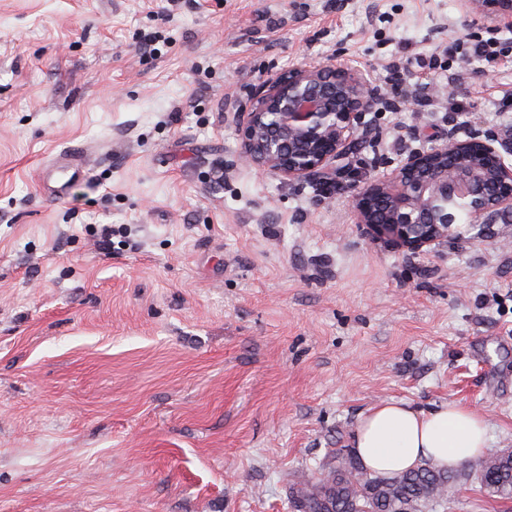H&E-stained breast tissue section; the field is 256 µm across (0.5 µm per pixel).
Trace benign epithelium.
Listing matches in <instances>:
<instances>
[{"label": "benign epithelium", "instance_id": "obj_1", "mask_svg": "<svg viewBox=\"0 0 512 512\" xmlns=\"http://www.w3.org/2000/svg\"><path fill=\"white\" fill-rule=\"evenodd\" d=\"M465 11L493 26L512 27V0H462ZM251 106L227 112L239 152L226 167H257L288 182L351 177L339 162L367 132L364 113L379 100L363 73L302 65L249 87ZM465 140L452 136L413 151L391 172L354 179L347 197L355 223L374 241L420 254L455 233L456 206L471 224L512 218V137L471 123Z\"/></svg>", "mask_w": 512, "mask_h": 512}]
</instances>
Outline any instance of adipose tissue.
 Instances as JSON below:
<instances>
[{
    "mask_svg": "<svg viewBox=\"0 0 512 512\" xmlns=\"http://www.w3.org/2000/svg\"><path fill=\"white\" fill-rule=\"evenodd\" d=\"M354 448L366 469L382 475L426 460L451 470L487 454L488 424L479 411L461 404L418 410L404 402H383L361 420Z\"/></svg>",
    "mask_w": 512,
    "mask_h": 512,
    "instance_id": "obj_1",
    "label": "adipose tissue"
}]
</instances>
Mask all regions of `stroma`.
<instances>
[{
    "mask_svg": "<svg viewBox=\"0 0 512 512\" xmlns=\"http://www.w3.org/2000/svg\"><path fill=\"white\" fill-rule=\"evenodd\" d=\"M167 5L0 0V512H291L392 399L479 409L512 448V221L411 256L354 222L346 181L224 172L225 112L301 64L380 90L345 161L363 177L475 116L507 130L512 29L460 0ZM70 146L91 175L60 201ZM447 512L512 501L472 476Z\"/></svg>",
    "mask_w": 512,
    "mask_h": 512,
    "instance_id": "obj_1",
    "label": "stroma"
}]
</instances>
